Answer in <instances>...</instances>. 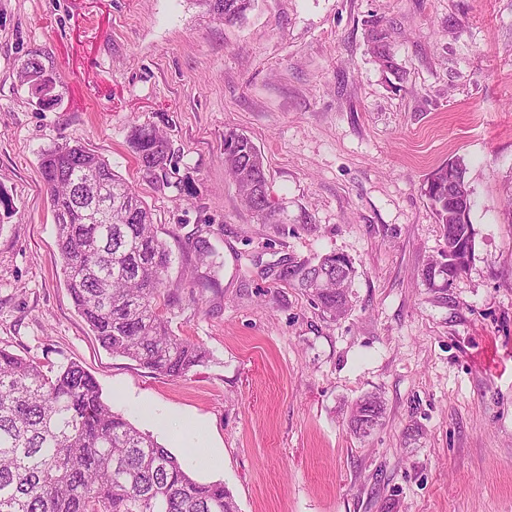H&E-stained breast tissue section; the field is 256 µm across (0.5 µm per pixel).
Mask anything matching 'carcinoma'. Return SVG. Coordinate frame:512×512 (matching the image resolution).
<instances>
[{"label":"carcinoma","mask_w":512,"mask_h":512,"mask_svg":"<svg viewBox=\"0 0 512 512\" xmlns=\"http://www.w3.org/2000/svg\"><path fill=\"white\" fill-rule=\"evenodd\" d=\"M226 24L243 20L254 0H192ZM371 52L396 71L383 31L371 30ZM44 72L39 54L19 61L22 81L34 85ZM128 144L145 177L165 184L175 161L169 139L150 124H133ZM224 168L249 208L275 220L264 160L243 133H224ZM39 169L56 224L60 266L74 305L100 344L114 355L171 377L201 363L206 351L171 329L175 301L168 272L172 253L157 233L151 209L103 157L80 142L42 151ZM439 194L428 195L445 245L474 241L472 224L448 223V194L472 193L458 161L428 177ZM198 263L220 268L206 239L193 246ZM467 269L463 256L441 269L428 264L422 281L446 288ZM352 262L336 268V254L278 263L275 280L304 290L323 312L351 306ZM383 415L379 397L352 407L348 428L371 434ZM0 512H239L222 483H201L152 435L112 410L95 378L71 362L52 375L41 363L0 349Z\"/></svg>","instance_id":"carcinoma-1"}]
</instances>
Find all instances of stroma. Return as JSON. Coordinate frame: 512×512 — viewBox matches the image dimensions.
I'll use <instances>...</instances> for the list:
<instances>
[{"label": "stroma", "mask_w": 512, "mask_h": 512, "mask_svg": "<svg viewBox=\"0 0 512 512\" xmlns=\"http://www.w3.org/2000/svg\"><path fill=\"white\" fill-rule=\"evenodd\" d=\"M376 27L397 71L371 53ZM32 51L57 105L17 77ZM135 122L170 138L169 187L139 171ZM228 130L260 151L277 223L226 175ZM76 140L173 253L171 327L209 353L184 376L112 355L72 302L39 156ZM456 158L474 251L433 292L421 273L445 243L423 187ZM199 237L222 264L209 289ZM327 253L356 270L335 319L271 273ZM0 348L80 363L179 458L219 449L192 473L239 512H512V0H255L233 25L192 0H0ZM370 393L384 414L357 437L348 412Z\"/></svg>", "instance_id": "1"}]
</instances>
